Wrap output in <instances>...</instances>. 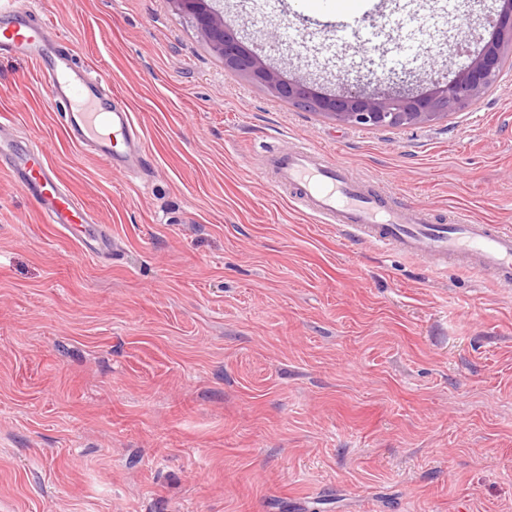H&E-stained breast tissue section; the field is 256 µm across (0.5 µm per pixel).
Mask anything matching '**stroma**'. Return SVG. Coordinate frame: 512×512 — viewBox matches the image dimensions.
<instances>
[{"label":"stroma","mask_w":512,"mask_h":512,"mask_svg":"<svg viewBox=\"0 0 512 512\" xmlns=\"http://www.w3.org/2000/svg\"><path fill=\"white\" fill-rule=\"evenodd\" d=\"M244 43L339 94L454 77L501 0H223ZM136 116L120 174L0 54V115L116 254L0 171V512H512V286L351 239L274 195L303 142L400 203L512 226V76L418 127L340 124L233 72L172 0H33Z\"/></svg>","instance_id":"1"}]
</instances>
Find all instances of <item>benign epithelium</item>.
Segmentation results:
<instances>
[{"label": "benign epithelium", "instance_id": "benign-epithelium-1", "mask_svg": "<svg viewBox=\"0 0 512 512\" xmlns=\"http://www.w3.org/2000/svg\"><path fill=\"white\" fill-rule=\"evenodd\" d=\"M191 19L198 34L224 68L261 85L269 94L308 112L341 124L360 127H412L448 118L491 91L505 71L512 72V0H503L505 8L493 24L491 41L469 58L453 79L442 82L430 94L410 93L403 80L387 95H368L350 91L342 95L315 94L306 84L268 66L261 55L246 47L224 21L218 0H172Z\"/></svg>", "mask_w": 512, "mask_h": 512}]
</instances>
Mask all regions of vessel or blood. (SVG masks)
<instances>
[{
	"instance_id": "vessel-or-blood-1",
	"label": "vessel or blood",
	"mask_w": 512,
	"mask_h": 512,
	"mask_svg": "<svg viewBox=\"0 0 512 512\" xmlns=\"http://www.w3.org/2000/svg\"><path fill=\"white\" fill-rule=\"evenodd\" d=\"M0 17L5 20L0 52L24 50L49 73L73 143L91 149L112 170L126 171L132 150L141 146L133 113L118 97L104 96L100 81L77 64L30 0H0ZM46 153L38 144L19 145L0 137V168L38 203L46 223L74 237L85 256L111 261L109 228L101 227L96 237L85 236L90 214L49 165ZM260 172L272 191L347 236L426 261L436 269L452 263L486 274L497 285L512 284L511 227L476 224L460 213L448 222H433L428 212L395 205L390 190L369 189L365 180L308 145L269 150Z\"/></svg>"
}]
</instances>
